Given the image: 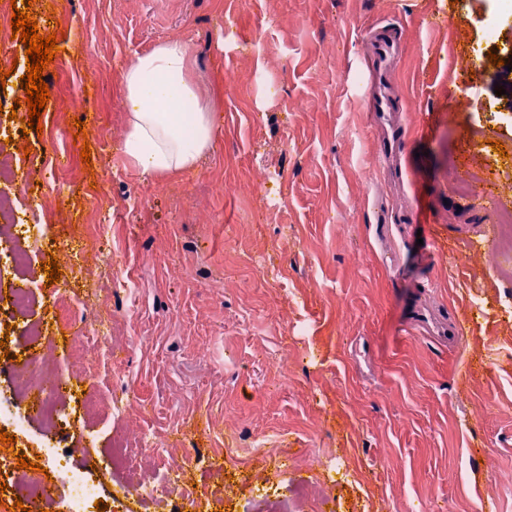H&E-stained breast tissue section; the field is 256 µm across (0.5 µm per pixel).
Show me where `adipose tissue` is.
Masks as SVG:
<instances>
[{
	"mask_svg": "<svg viewBox=\"0 0 512 512\" xmlns=\"http://www.w3.org/2000/svg\"><path fill=\"white\" fill-rule=\"evenodd\" d=\"M189 61L188 45L170 40L134 55L120 70L129 105L124 162L143 176L193 170L214 145V113L187 79Z\"/></svg>",
	"mask_w": 512,
	"mask_h": 512,
	"instance_id": "adipose-tissue-1",
	"label": "adipose tissue"
}]
</instances>
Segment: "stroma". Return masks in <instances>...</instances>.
I'll use <instances>...</instances> for the list:
<instances>
[{"label": "stroma", "mask_w": 512, "mask_h": 512, "mask_svg": "<svg viewBox=\"0 0 512 512\" xmlns=\"http://www.w3.org/2000/svg\"><path fill=\"white\" fill-rule=\"evenodd\" d=\"M32 9L59 47L47 69L54 95L42 133H23L28 108L14 100L25 95V46L0 24V56L17 62L0 85V125L31 150L0 196L28 204L59 183L66 204L34 248L35 306L0 311L12 326L0 396L10 395L13 357L31 352V325L47 326L43 348L69 369L58 304L87 289V320L111 314L127 374L105 362L73 380L62 424L28 417L18 443L49 444L76 471L89 453L110 463L115 429L87 428L128 388L156 407L131 428L153 452L171 449L182 475L160 503L101 486L106 512H256L259 477L283 491L314 483L327 512H512V262L499 259L512 252V55L500 66L485 55L487 30L512 42L503 0H34ZM381 26L402 34L388 86L403 116L405 193L380 164L379 131L355 96ZM166 40L189 45L188 77L212 100L217 130L195 171L152 180L122 159L119 71ZM88 41L94 58L66 54ZM77 84L79 110L68 101ZM259 157L282 169L279 183ZM98 224V249L120 255L133 295L103 265L81 280L70 273L81 228ZM462 251L470 260L454 263ZM51 255L62 270L53 285L41 268ZM256 261L280 269L271 287L253 284ZM420 302L460 322L456 344L415 328ZM478 405L483 415H473ZM79 420L86 430H73ZM261 434L267 454L251 453ZM189 484L201 506L184 499Z\"/></svg>", "instance_id": "1"}]
</instances>
